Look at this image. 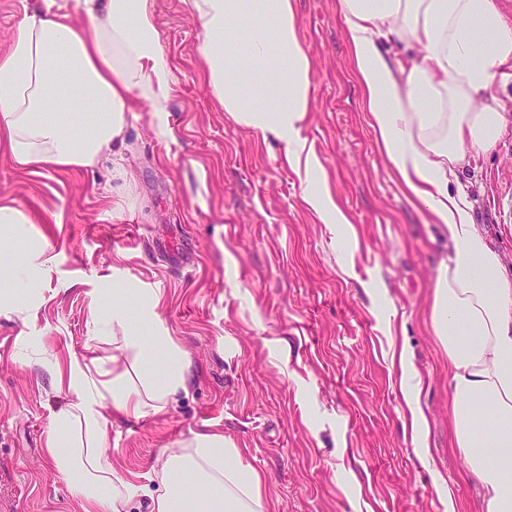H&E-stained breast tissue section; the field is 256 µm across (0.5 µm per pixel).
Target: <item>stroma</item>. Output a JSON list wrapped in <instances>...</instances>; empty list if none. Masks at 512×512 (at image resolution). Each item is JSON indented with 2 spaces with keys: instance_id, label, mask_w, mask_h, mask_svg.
<instances>
[{
  "instance_id": "1",
  "label": "stroma",
  "mask_w": 512,
  "mask_h": 512,
  "mask_svg": "<svg viewBox=\"0 0 512 512\" xmlns=\"http://www.w3.org/2000/svg\"><path fill=\"white\" fill-rule=\"evenodd\" d=\"M310 51L311 110L301 128L356 234L303 200L280 144L236 125L211 98L185 0H156L173 61L166 123L131 116L124 164L29 175L0 154V201L30 212L54 256L28 322L0 316V512H79L46 455L71 401L46 359L83 354L92 300L155 288L157 312L186 355L166 412L115 423L107 451L138 477L191 433L229 437L263 479L271 512H476L451 441L448 356L431 332L432 286L450 251L406 198L371 127L337 0H295ZM494 151L458 175L473 222L512 270V223L495 205L512 187V80ZM132 205L112 207L116 192ZM421 377L427 425L410 430L400 359Z\"/></svg>"
}]
</instances>
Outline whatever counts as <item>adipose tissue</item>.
<instances>
[{
    "label": "adipose tissue",
    "mask_w": 512,
    "mask_h": 512,
    "mask_svg": "<svg viewBox=\"0 0 512 512\" xmlns=\"http://www.w3.org/2000/svg\"><path fill=\"white\" fill-rule=\"evenodd\" d=\"M294 0H189L212 96L237 125L280 142L302 170L305 201L346 223L300 131L310 110L311 59ZM24 12L0 53V152L33 174L92 169L120 156L135 103L169 110L173 67L155 0H43ZM371 126L409 199L448 232L452 252L434 284L430 323L448 355L454 446L478 489V512H512V274L453 190L473 154L492 150L503 115L493 106L512 75V25L496 0H338ZM492 34L478 50L475 31ZM418 50L397 65L382 46ZM53 260L33 243L0 250L8 270L0 315L29 321ZM153 289H113L90 309L87 354L56 369L73 401L53 416L46 452L81 512H127L143 490L105 454L107 411L165 412L188 363L162 323ZM111 358L98 356L100 343ZM149 512H269L263 479L231 439L195 432L146 475Z\"/></svg>",
    "instance_id": "adipose-tissue-1"
}]
</instances>
